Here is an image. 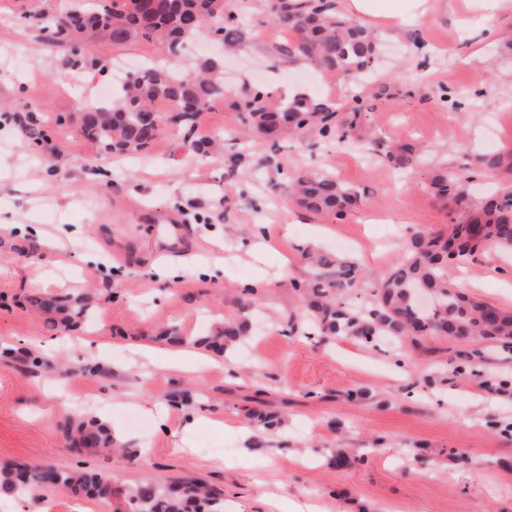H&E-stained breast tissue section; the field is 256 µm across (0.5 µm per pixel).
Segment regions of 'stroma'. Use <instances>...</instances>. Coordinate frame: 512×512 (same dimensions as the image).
<instances>
[{
  "instance_id": "1",
  "label": "stroma",
  "mask_w": 512,
  "mask_h": 512,
  "mask_svg": "<svg viewBox=\"0 0 512 512\" xmlns=\"http://www.w3.org/2000/svg\"><path fill=\"white\" fill-rule=\"evenodd\" d=\"M245 38L224 59V87L236 100L242 81L281 84L339 111L353 96L369 106L355 148L327 147L317 130L278 151L226 133L237 115L203 112L201 137L224 136V161L186 162L176 132L149 152L91 162L100 148L79 125L95 103L96 84L121 61L162 58V46L92 41L104 72L72 68L69 54L43 43L34 16L57 14L69 0H0V113H34L50 128L34 143L24 129L0 128V465L87 469L109 478L107 499L44 489L0 497V512H132L137 485L203 480L224 496V512H512V356L485 350L480 372L454 371L465 342L426 338V351L402 359L397 337L369 347L345 336L307 338L286 322L301 314L292 282L305 272L303 249L349 255L362 277L351 304L366 303L377 279L414 235L440 231L454 204L437 199L434 172L466 173L479 154L512 150V0H394L405 16L381 19L371 0L361 23L381 54L367 82L320 72L276 56L290 32L267 24L264 0H227ZM424 150L413 170L391 168L365 150L372 137ZM244 153L237 177L227 157ZM321 167L364 193L344 219L289 204L277 167ZM259 224L291 227L287 245L257 243ZM63 245V263L46 258ZM471 294L512 310V253L476 254L453 273ZM269 288L252 316L248 344L233 365L197 372L167 368L162 352H143L165 325L197 337L236 317L245 284ZM92 289L95 321L83 331L51 329L27 303L30 295ZM43 360L34 368L22 353ZM284 415L277 432L245 417L254 394ZM103 408L107 427L137 459L100 448L70 452L66 415ZM330 448L351 449L355 463L328 465ZM454 448L465 459L451 456Z\"/></svg>"
}]
</instances>
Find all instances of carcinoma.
Returning a JSON list of instances; mask_svg holds the SVG:
<instances>
[{
    "mask_svg": "<svg viewBox=\"0 0 512 512\" xmlns=\"http://www.w3.org/2000/svg\"><path fill=\"white\" fill-rule=\"evenodd\" d=\"M267 12L277 26L295 34V40L278 47L290 60L337 73L357 81L375 66L379 46L364 25L336 10L335 0H268ZM66 15H45L42 28L56 33L53 44L71 49L88 36L100 34L114 46L140 40L167 46L177 56L200 36L221 35L231 50L244 39L237 14L225 10L224 0H72ZM76 69L105 70L101 59L85 52L69 58ZM224 93V60L203 55L188 59L184 74L174 73L156 62L127 73L112 99L80 113L83 131L101 146L99 160L112 155L147 152L166 130L180 135V146L190 159L209 157L220 151L213 139L198 136L200 115L211 99ZM233 111L245 130L243 135L260 139L271 148L287 135L301 137L318 130L323 141L347 146L365 114L364 105L340 113L324 104L294 95L279 101L259 85L243 86L242 104ZM383 159L396 169H412L420 153L410 145L386 144ZM475 165L487 172L512 174V150L483 155ZM280 187L299 208L313 214L342 218L357 208L363 194L336 180L326 171L278 170ZM463 175L441 169L431 177V187L442 200L464 204L453 210L448 230L415 236L399 261L376 283L371 299L353 306L346 298L359 287L358 264L351 258L318 249H307L303 259L307 275L293 283L302 297L304 318L319 336H350L373 344L381 336H398L416 343L424 336L452 337L460 332L471 350L458 355L455 372L465 374L472 361L483 360V346L493 342L512 353V311L485 303L466 293L451 276L453 267L480 251L512 250V185L503 183L475 203L464 202ZM257 292L247 288L238 299L239 315L214 326L205 336L190 339L175 329L160 332L158 339L175 345L204 346L228 357L249 333L248 313ZM34 310L51 326L87 327L94 317V301L82 293L61 300L48 295L30 297ZM250 423L267 431L281 428V419L260 408L247 411ZM70 450L82 454L112 443L109 428L96 418H69L61 425ZM45 488H64L72 493L105 499L112 485L87 471H64L51 466H0V490L28 493ZM137 512H224L219 491L202 483L158 484L147 482L134 494Z\"/></svg>",
    "mask_w": 512,
    "mask_h": 512,
    "instance_id": "1",
    "label": "carcinoma"
}]
</instances>
